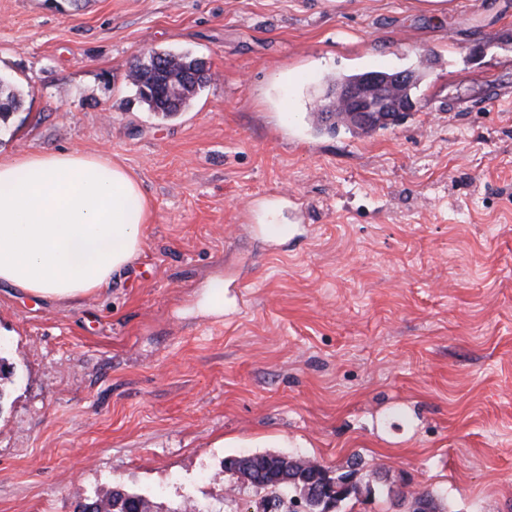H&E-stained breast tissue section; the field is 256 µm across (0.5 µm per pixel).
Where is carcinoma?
<instances>
[{
    "label": "carcinoma",
    "mask_w": 512,
    "mask_h": 512,
    "mask_svg": "<svg viewBox=\"0 0 512 512\" xmlns=\"http://www.w3.org/2000/svg\"><path fill=\"white\" fill-rule=\"evenodd\" d=\"M140 102L147 110L168 118L184 110L210 80L200 60L188 54L156 53L146 63H139L129 74ZM22 91L13 81L0 85V120L19 108ZM285 475L272 470L266 454L233 456L224 460L234 469L236 480L264 494V499L280 504V512H295L293 500L303 496L306 486L313 485L317 469L306 466L299 458L285 456ZM140 498L136 493L112 490L92 497L97 512H124L127 504Z\"/></svg>",
    "instance_id": "cac0c4a2"
}]
</instances>
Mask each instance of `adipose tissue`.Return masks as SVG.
Instances as JSON below:
<instances>
[{"instance_id": "ef3b65f1", "label": "adipose tissue", "mask_w": 512, "mask_h": 512, "mask_svg": "<svg viewBox=\"0 0 512 512\" xmlns=\"http://www.w3.org/2000/svg\"><path fill=\"white\" fill-rule=\"evenodd\" d=\"M151 205L119 161L77 149L0 161V285L59 303L138 257Z\"/></svg>"}]
</instances>
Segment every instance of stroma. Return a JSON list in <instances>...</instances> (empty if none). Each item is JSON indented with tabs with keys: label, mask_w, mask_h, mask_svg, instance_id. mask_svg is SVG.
<instances>
[{
	"label": "stroma",
	"mask_w": 512,
	"mask_h": 512,
	"mask_svg": "<svg viewBox=\"0 0 512 512\" xmlns=\"http://www.w3.org/2000/svg\"><path fill=\"white\" fill-rule=\"evenodd\" d=\"M156 51L210 75L166 120L128 80ZM423 58L403 121L315 129L332 78ZM0 72V160L110 155L152 203L96 294L0 287V512H254L223 461L263 453L360 458L339 512H512V0H0ZM22 101V91L14 81L0 85V120L19 108ZM91 499L93 503L97 504V511L94 512H124L131 500H141L140 495L136 493L119 490H112L103 494L96 493Z\"/></svg>",
	"instance_id": "stroma-1"
}]
</instances>
